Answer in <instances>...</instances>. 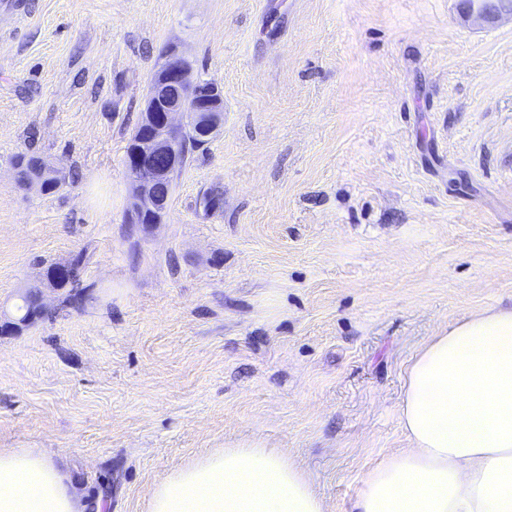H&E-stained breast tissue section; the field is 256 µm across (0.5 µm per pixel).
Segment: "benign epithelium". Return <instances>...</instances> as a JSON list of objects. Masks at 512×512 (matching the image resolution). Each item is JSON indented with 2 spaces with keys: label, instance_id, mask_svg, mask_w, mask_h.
Here are the masks:
<instances>
[{
  "label": "benign epithelium",
  "instance_id": "benign-epithelium-1",
  "mask_svg": "<svg viewBox=\"0 0 512 512\" xmlns=\"http://www.w3.org/2000/svg\"><path fill=\"white\" fill-rule=\"evenodd\" d=\"M466 13L486 20L512 17L508 0H464ZM224 124V97L217 86L191 77L182 57L163 65L148 87L145 107L138 126L125 150L126 167L131 173L133 202L126 223H164L175 177L183 166L189 145H204ZM62 178V169L43 160H32L27 175L20 180L26 188L43 192L49 183ZM71 264L52 265L41 288L58 289L70 283Z\"/></svg>",
  "mask_w": 512,
  "mask_h": 512
}]
</instances>
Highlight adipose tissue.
I'll return each mask as SVG.
<instances>
[{"label": "adipose tissue", "mask_w": 512, "mask_h": 512, "mask_svg": "<svg viewBox=\"0 0 512 512\" xmlns=\"http://www.w3.org/2000/svg\"><path fill=\"white\" fill-rule=\"evenodd\" d=\"M399 418L410 442L365 475L350 512H512V307L463 317L410 360ZM39 448L0 450V512H105ZM147 512H325L306 473L261 442L177 467Z\"/></svg>", "instance_id": "adipose-tissue-1"}]
</instances>
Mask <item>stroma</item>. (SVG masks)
<instances>
[{"mask_svg":"<svg viewBox=\"0 0 512 512\" xmlns=\"http://www.w3.org/2000/svg\"><path fill=\"white\" fill-rule=\"evenodd\" d=\"M170 53L224 126L146 227L125 147ZM22 153L73 177L23 189ZM78 255L91 299L45 292L48 317L0 332V448L147 512L173 468L258 440L347 512L409 445L422 344L512 307V23L459 0H0V310Z\"/></svg>","mask_w":512,"mask_h":512,"instance_id":"35a3bbf8","label":"stroma"}]
</instances>
